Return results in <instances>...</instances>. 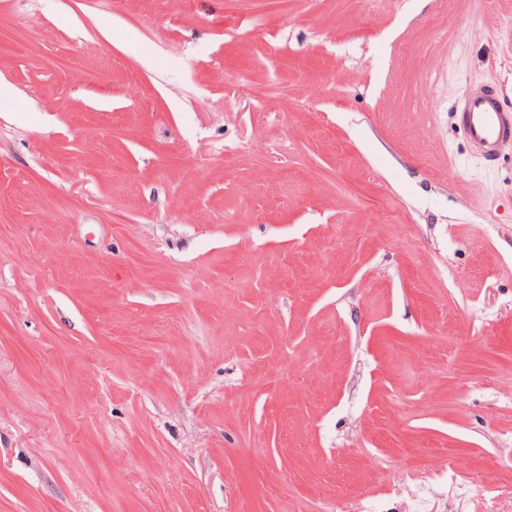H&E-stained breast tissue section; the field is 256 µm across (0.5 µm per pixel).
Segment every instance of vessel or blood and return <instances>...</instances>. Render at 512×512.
<instances>
[{"label":"vessel or blood","instance_id":"b4317fda","mask_svg":"<svg viewBox=\"0 0 512 512\" xmlns=\"http://www.w3.org/2000/svg\"><path fill=\"white\" fill-rule=\"evenodd\" d=\"M459 123L484 161H494L501 146L512 141V106L484 92L466 93Z\"/></svg>","mask_w":512,"mask_h":512}]
</instances>
